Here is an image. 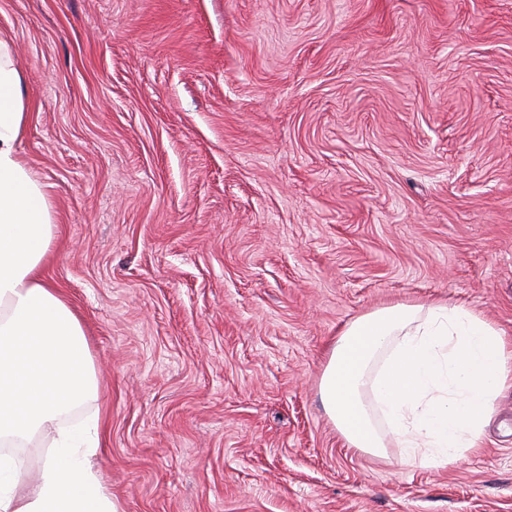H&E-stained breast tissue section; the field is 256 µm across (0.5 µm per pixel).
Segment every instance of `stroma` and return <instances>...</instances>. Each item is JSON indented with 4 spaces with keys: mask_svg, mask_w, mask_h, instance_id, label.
<instances>
[{
    "mask_svg": "<svg viewBox=\"0 0 512 512\" xmlns=\"http://www.w3.org/2000/svg\"><path fill=\"white\" fill-rule=\"evenodd\" d=\"M0 37L123 512H512L511 387L444 468L318 392L387 305L512 340V0H0Z\"/></svg>",
    "mask_w": 512,
    "mask_h": 512,
    "instance_id": "35a3bbf8",
    "label": "stroma"
}]
</instances>
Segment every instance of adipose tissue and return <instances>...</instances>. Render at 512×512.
I'll use <instances>...</instances> for the list:
<instances>
[{
	"label": "adipose tissue",
	"instance_id": "ef3b65f1",
	"mask_svg": "<svg viewBox=\"0 0 512 512\" xmlns=\"http://www.w3.org/2000/svg\"><path fill=\"white\" fill-rule=\"evenodd\" d=\"M32 119L10 40L0 38V439L51 440L32 491L15 460L0 457V512H123L86 465L98 428L61 418L99 386L85 331L42 277L55 212L17 145ZM512 384V352L478 313L445 303L396 304L363 314L337 336L319 396L347 447L445 467L480 447L500 392Z\"/></svg>",
	"mask_w": 512,
	"mask_h": 512
}]
</instances>
